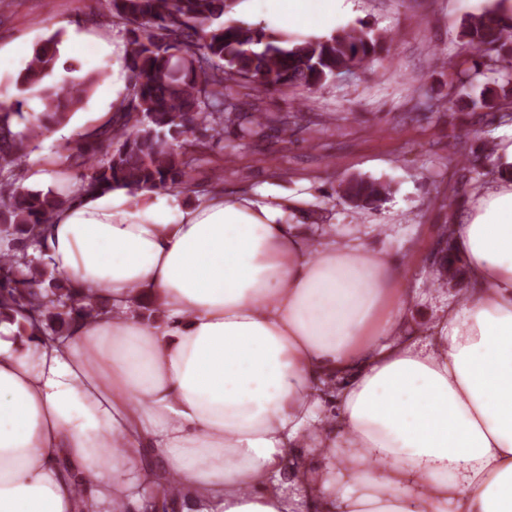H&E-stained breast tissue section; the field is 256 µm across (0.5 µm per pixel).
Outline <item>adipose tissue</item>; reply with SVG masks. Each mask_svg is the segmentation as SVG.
Segmentation results:
<instances>
[{"instance_id":"obj_1","label":"adipose tissue","mask_w":512,"mask_h":512,"mask_svg":"<svg viewBox=\"0 0 512 512\" xmlns=\"http://www.w3.org/2000/svg\"><path fill=\"white\" fill-rule=\"evenodd\" d=\"M342 2L240 9L327 32ZM112 57L118 111L123 33ZM180 195L81 197L29 248L109 308L61 335L0 322V512H512V174L458 213L456 295L372 250L383 225Z\"/></svg>"}]
</instances>
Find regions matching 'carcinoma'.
I'll return each instance as SVG.
<instances>
[{"instance_id": "carcinoma-1", "label": "carcinoma", "mask_w": 512, "mask_h": 512, "mask_svg": "<svg viewBox=\"0 0 512 512\" xmlns=\"http://www.w3.org/2000/svg\"><path fill=\"white\" fill-rule=\"evenodd\" d=\"M233 0H111L112 22L123 26L130 45L129 96L112 125L62 148L71 168L83 170L80 188L96 192L191 187L192 155L224 134V90L250 81L268 87L312 88L358 68L381 41L364 29H343L327 38L294 42L239 23H224ZM461 36L474 51L496 53L512 66V21L490 9L464 23ZM60 39L42 41L22 71L23 88L36 90L40 110L22 112L16 99L0 103V236L28 247L48 231L66 196L17 185V166L33 142L63 124L85 103L104 71L46 85L56 69ZM481 64L461 82L457 101L491 111L495 92L471 91ZM341 197L370 208L386 199L390 185L350 178ZM105 304L71 282L55 278L27 257L0 254V318L21 315L50 333L69 330L97 315Z\"/></svg>"}]
</instances>
